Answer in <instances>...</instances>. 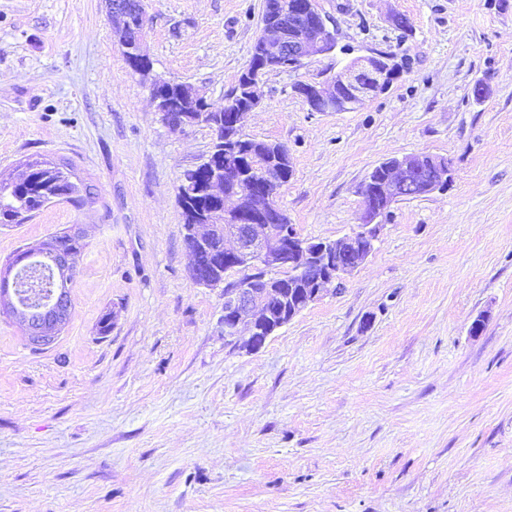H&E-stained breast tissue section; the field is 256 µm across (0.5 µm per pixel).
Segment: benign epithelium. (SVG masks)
I'll list each match as a JSON object with an SVG mask.
<instances>
[{"mask_svg":"<svg viewBox=\"0 0 512 512\" xmlns=\"http://www.w3.org/2000/svg\"><path fill=\"white\" fill-rule=\"evenodd\" d=\"M111 18L119 20L118 43L126 54L143 52L148 25L145 2L132 7L129 0H109ZM255 65L240 76L238 90L248 107L223 116L212 111L202 97L194 104L190 119L175 118L166 100L152 95L156 111L173 127L205 124L213 133L212 150L200 168L208 171L203 183L183 180L179 194L188 197L205 193L212 202L207 223L193 224L187 250L192 256V279L204 287L224 285V339L238 343L241 329L249 332L244 347L261 348L276 331L286 326L328 287L362 266L375 250L377 226L395 202L418 198L448 184V159L431 153H412L379 163L361 186L363 199L358 230L336 240L313 241L301 237L276 204V194L290 165L288 147H271L267 164L249 172L222 162L224 145L237 137L245 139L247 114L260 103L263 77L277 70L294 71L303 60L331 53L334 34L317 0H294L286 13H276L263 22ZM403 62L397 54L373 52L356 58L325 81L299 82L294 86L313 112H344L364 98L362 80L369 78L373 92L389 90ZM51 251L50 275L59 288L45 297L20 301L15 278L0 279V305H8L24 323L27 339L35 348L55 342L71 312V299L63 284L75 273V254L62 248ZM236 271L243 276L226 281Z\"/></svg>","mask_w":512,"mask_h":512,"instance_id":"7a95c632","label":"benign epithelium"}]
</instances>
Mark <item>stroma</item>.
Here are the masks:
<instances>
[{
	"label": "stroma",
	"mask_w": 512,
	"mask_h": 512,
	"mask_svg": "<svg viewBox=\"0 0 512 512\" xmlns=\"http://www.w3.org/2000/svg\"><path fill=\"white\" fill-rule=\"evenodd\" d=\"M145 4L156 73L222 108L264 0ZM320 6L335 52L266 74L244 127L290 152L289 223L351 233L390 157H447L451 179L392 204L368 260L249 351L184 245L180 175L210 129L163 123L106 0H0V178L62 162L98 193L0 226V270L84 243L54 345L0 312V512H512V0ZM386 49L407 67L354 111L293 89Z\"/></svg>",
	"instance_id": "obj_1"
}]
</instances>
